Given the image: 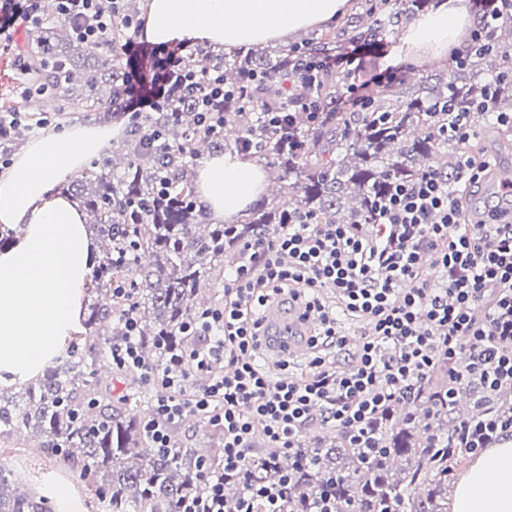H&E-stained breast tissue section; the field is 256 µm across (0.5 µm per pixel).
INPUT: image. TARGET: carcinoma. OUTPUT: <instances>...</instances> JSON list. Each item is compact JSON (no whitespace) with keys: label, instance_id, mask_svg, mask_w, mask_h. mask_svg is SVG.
Wrapping results in <instances>:
<instances>
[{"label":"carcinoma","instance_id":"obj_1","mask_svg":"<svg viewBox=\"0 0 512 512\" xmlns=\"http://www.w3.org/2000/svg\"><path fill=\"white\" fill-rule=\"evenodd\" d=\"M433 0H361L332 33L308 37L271 56L263 48L228 54L202 47L181 68L203 81L220 72L225 97L221 132L200 120L197 92L166 86L161 107L129 122L118 153L85 170L68 194L89 216L102 248L85 283L90 298L82 331L64 341L21 393L0 389V441L22 431L43 451L61 457L94 492L101 512H181L185 497L205 491L202 471L222 466L219 448H186L177 439L159 450L144 428L138 402L149 392L136 370L120 372L124 392L112 395L110 346L127 336L125 316L139 328L145 364L171 365L199 347L188 331L203 311L207 287L224 260L269 236L279 224L310 218L319 224H375L373 201L400 182L436 168L454 171L448 151L462 145L446 128L451 106H480L493 96L512 112V0L472 4L477 43L441 73L402 78L369 93L357 108L340 110L346 88L363 70L324 71L313 84L293 71L300 57L321 60L339 43L377 47ZM115 23L85 53L73 22L46 0L43 24L14 60L25 100L49 98L67 117L106 113L124 120L126 71L109 59L116 40L138 18L137 0H122ZM283 113V129L266 127L265 113ZM40 123L24 121L0 132V162H8ZM265 163L278 195L252 205L233 224H211L199 209L193 179L201 149ZM127 252L124 266L112 255ZM121 286V294L113 289ZM447 367L439 364L415 392L424 409L402 421L394 410L378 419L365 448L338 432L313 438L309 464L283 478L268 452L244 473L224 477V510L236 512L246 485L288 483L283 512H448V487L466 460L448 429ZM0 512H49L44 497L0 467Z\"/></svg>","mask_w":512,"mask_h":512}]
</instances>
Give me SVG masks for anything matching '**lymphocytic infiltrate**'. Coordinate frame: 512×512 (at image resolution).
Returning a JSON list of instances; mask_svg holds the SVG:
<instances>
[{
  "instance_id": "1",
  "label": "lymphocytic infiltrate",
  "mask_w": 512,
  "mask_h": 512,
  "mask_svg": "<svg viewBox=\"0 0 512 512\" xmlns=\"http://www.w3.org/2000/svg\"><path fill=\"white\" fill-rule=\"evenodd\" d=\"M117 2L57 0V9L88 41L111 30ZM41 23L39 0H0V36ZM182 50L139 47L140 66L127 88L130 118L159 102L143 93L144 75L158 86L184 82L177 72ZM489 168V161L469 159L457 180L428 170L397 184L376 202L381 228L371 237L352 224L301 221L245 246L223 304L203 311L194 328L200 348L179 372L141 368L138 328L128 321L126 340L111 349L112 364L140 369L154 387V414L144 429L156 448L169 447V425L190 412L209 415L223 434L221 471L207 474L203 495L186 500L182 512H224V478L251 460L255 426H262L271 458L302 467L303 435L312 424L363 439L389 406L414 395L437 362L448 364L449 399L476 387L512 396V219L494 208L462 221V184L479 183ZM288 288L301 290L320 326L309 341L305 376L275 382L259 362L261 314ZM340 310L368 325L356 343L342 332ZM192 378L197 390L177 396L178 383ZM508 435L512 413L478 409L460 423L457 440L475 455Z\"/></svg>"
}]
</instances>
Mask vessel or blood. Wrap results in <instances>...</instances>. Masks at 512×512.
Wrapping results in <instances>:
<instances>
[{
  "label": "vessel or blood",
  "instance_id": "b4317fda",
  "mask_svg": "<svg viewBox=\"0 0 512 512\" xmlns=\"http://www.w3.org/2000/svg\"><path fill=\"white\" fill-rule=\"evenodd\" d=\"M314 314L303 313L295 305L286 307L279 300L270 301L263 313V334L269 351L295 355L307 347L315 330Z\"/></svg>",
  "mask_w": 512,
  "mask_h": 512
}]
</instances>
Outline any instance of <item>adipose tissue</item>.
Masks as SVG:
<instances>
[{
	"instance_id": "1",
	"label": "adipose tissue",
	"mask_w": 512,
	"mask_h": 512,
	"mask_svg": "<svg viewBox=\"0 0 512 512\" xmlns=\"http://www.w3.org/2000/svg\"><path fill=\"white\" fill-rule=\"evenodd\" d=\"M348 0H144L143 34L152 42L183 39L225 48L292 38L329 24ZM469 23L463 0H439L410 23L405 52L440 59ZM112 137L111 130L78 127L29 140L0 174V224L17 227L0 251V371L32 372L74 327L95 259L86 215L59 184L83 171ZM198 198L211 222L236 216L265 190L258 166L216 154L196 171ZM450 512H512V436L485 449L461 474Z\"/></svg>"
}]
</instances>
